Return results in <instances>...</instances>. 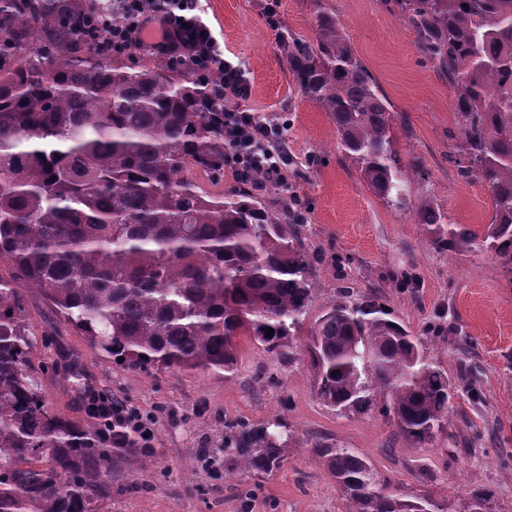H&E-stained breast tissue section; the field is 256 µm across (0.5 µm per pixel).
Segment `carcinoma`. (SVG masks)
Listing matches in <instances>:
<instances>
[{
  "instance_id": "carcinoma-1",
  "label": "carcinoma",
  "mask_w": 512,
  "mask_h": 512,
  "mask_svg": "<svg viewBox=\"0 0 512 512\" xmlns=\"http://www.w3.org/2000/svg\"><path fill=\"white\" fill-rule=\"evenodd\" d=\"M448 74L460 135L455 164L485 183L484 235L445 225L393 147L395 115L322 10L312 40L283 35L302 95L328 112L345 155L380 198L406 204L434 243L489 248L512 267V0H385ZM94 0H0V512H97L124 459L92 427L52 411L28 375L33 346L22 288L38 291L107 361L146 373L231 375L239 339L292 348L312 301L301 214L279 215L251 180L212 192L224 173V128L198 109L210 88L186 69L134 66L63 28ZM274 335L266 336V330ZM316 395L365 413L376 393L419 445L448 423V374L372 294L327 307L309 329ZM287 424L224 427V455L243 474L281 467ZM344 512H444L406 498L350 448H324Z\"/></svg>"
}]
</instances>
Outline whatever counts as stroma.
I'll list each match as a JSON object with an SVG mask.
<instances>
[{"instance_id":"stroma-1","label":"stroma","mask_w":512,"mask_h":512,"mask_svg":"<svg viewBox=\"0 0 512 512\" xmlns=\"http://www.w3.org/2000/svg\"><path fill=\"white\" fill-rule=\"evenodd\" d=\"M266 0H208L226 56L241 61L250 84L247 110L281 123L288 144L289 196L265 193L305 217L302 242L311 263L314 323L343 289L377 295L445 370L453 398L448 423L419 446L381 410L337 411L314 394L303 359L306 334L277 355L250 341L239 346L233 375L196 370L148 374L104 361L34 290L22 293L36 344L29 372L48 405L89 423L82 393L94 385L153 417L152 454L128 449L102 512H342L336 483L317 444L351 448L408 499L430 497L448 512H465L474 490L488 493L487 512H512V274L494 251L440 249L413 206L378 198L340 149L329 114L308 101L288 71L285 51L266 22ZM335 14L354 53L389 100L398 121L394 148L416 161L424 184L451 224L485 232L487 186L461 178L451 155L459 139L447 78L419 48L410 23L382 0H278L283 26L311 38L318 8ZM476 386L478 397L467 390ZM282 419L291 441L282 466L240 476L224 458V427Z\"/></svg>"}]
</instances>
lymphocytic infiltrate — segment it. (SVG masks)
<instances>
[{
	"instance_id": "f902f5d3",
	"label": "lymphocytic infiltrate",
	"mask_w": 512,
	"mask_h": 512,
	"mask_svg": "<svg viewBox=\"0 0 512 512\" xmlns=\"http://www.w3.org/2000/svg\"><path fill=\"white\" fill-rule=\"evenodd\" d=\"M82 29L102 34L97 45L100 52H140L185 65L197 79L214 83V102L203 101L199 107L224 114L227 165L240 177L284 180L288 150L270 139L268 124L245 108L249 96L245 70L226 57L218 33L206 18L204 0H102L98 12L85 18ZM84 395L89 399L88 414L113 447L153 448L155 428L140 410L93 387L86 388Z\"/></svg>"
}]
</instances>
